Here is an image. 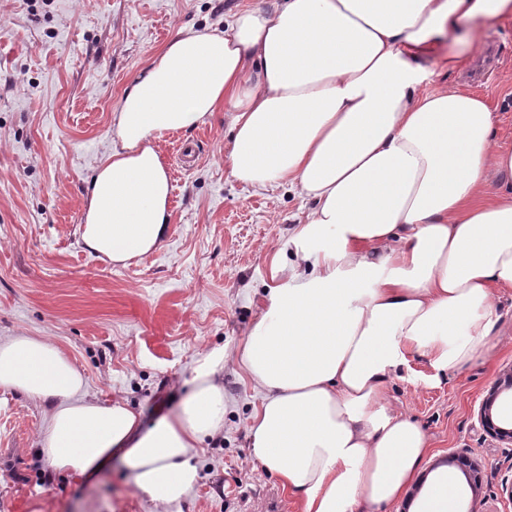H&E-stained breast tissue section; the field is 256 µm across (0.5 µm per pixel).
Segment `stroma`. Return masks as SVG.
<instances>
[{"mask_svg": "<svg viewBox=\"0 0 512 512\" xmlns=\"http://www.w3.org/2000/svg\"><path fill=\"white\" fill-rule=\"evenodd\" d=\"M275 0H0V340L42 336L83 373L86 399L123 400L149 428L187 395L198 359L224 353V429L192 451L198 478L179 502L156 506L113 457L92 478L54 470L43 453L50 409L0 389V512H301L256 461L249 440L260 394L242 371L274 256L308 203L298 190L257 191L224 163L230 115L166 133L156 146L172 194L169 233L143 260L112 263L80 240L86 186L116 142L125 91L183 28L224 29L245 6ZM497 68L482 85L464 72L430 76L489 100L497 140L512 142V21L475 23L443 50L475 62L487 43ZM498 346L486 363L437 371L412 356L388 390L391 410L426 430L436 457L482 462L481 489L459 480L461 512H502L512 447L478 418L487 390L512 370V288L501 291Z\"/></svg>", "mask_w": 512, "mask_h": 512, "instance_id": "obj_1", "label": "stroma"}]
</instances>
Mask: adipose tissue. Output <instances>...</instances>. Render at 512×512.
Instances as JSON below:
<instances>
[{"mask_svg": "<svg viewBox=\"0 0 512 512\" xmlns=\"http://www.w3.org/2000/svg\"><path fill=\"white\" fill-rule=\"evenodd\" d=\"M512 19V0H280L228 29H187L114 114L119 140L87 186L80 239L113 263L165 240L172 187L156 135L231 112L224 156L255 189L310 203L239 363L263 394L253 453L302 512H454V476L422 427L386 405L409 355L436 370L488 360L512 288V145L494 112L431 67L438 37ZM497 192L487 197L488 183ZM224 354L198 360L178 411L150 428L123 401L85 400L81 372L41 336L0 341V389L50 408L52 467L93 474L120 452L158 505L197 478L191 448L224 428Z\"/></svg>", "mask_w": 512, "mask_h": 512, "instance_id": "1", "label": "adipose tissue"}]
</instances>
